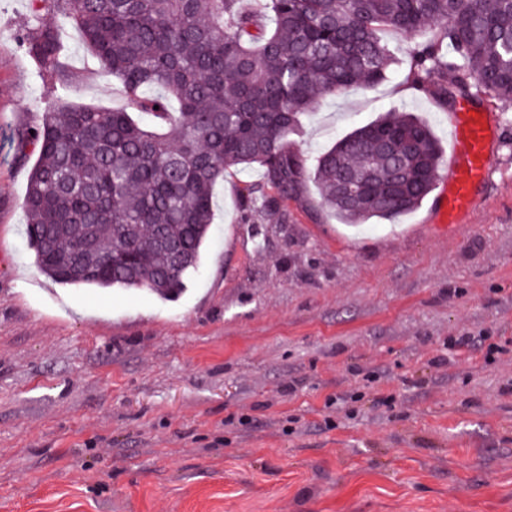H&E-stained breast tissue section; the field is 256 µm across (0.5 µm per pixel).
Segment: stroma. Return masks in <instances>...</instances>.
Listing matches in <instances>:
<instances>
[{
	"label": "stroma",
	"instance_id": "35a3bbf8",
	"mask_svg": "<svg viewBox=\"0 0 512 512\" xmlns=\"http://www.w3.org/2000/svg\"><path fill=\"white\" fill-rule=\"evenodd\" d=\"M59 27L75 101L128 106L48 0H0V512H512V104L491 178L459 224L444 181L395 221L344 224L314 183L277 214L264 173L226 175L177 298L60 285L37 268L23 200L28 132L59 93L21 47ZM396 63L323 97L289 147L306 164L389 111L443 149L451 106ZM471 342L453 347L449 337Z\"/></svg>",
	"mask_w": 512,
	"mask_h": 512
}]
</instances>
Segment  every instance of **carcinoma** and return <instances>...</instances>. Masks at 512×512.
<instances>
[{"label":"carcinoma","mask_w":512,"mask_h":512,"mask_svg":"<svg viewBox=\"0 0 512 512\" xmlns=\"http://www.w3.org/2000/svg\"><path fill=\"white\" fill-rule=\"evenodd\" d=\"M105 77L131 105L103 111L61 101L32 140L25 233L35 263L68 286L180 295L200 264L213 192L236 169H263L272 214L311 178L345 224L394 221L434 189L442 148L407 112L358 127L313 168L288 149L326 95L382 81L394 58L388 27L440 36L413 52L412 82L448 99L447 85L512 103V0H52ZM41 74L67 94L57 28L34 16L22 37ZM178 111H171V102Z\"/></svg>","instance_id":"1"}]
</instances>
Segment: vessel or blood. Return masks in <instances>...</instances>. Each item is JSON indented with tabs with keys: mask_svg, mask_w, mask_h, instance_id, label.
Returning a JSON list of instances; mask_svg holds the SVG:
<instances>
[{
	"mask_svg": "<svg viewBox=\"0 0 512 512\" xmlns=\"http://www.w3.org/2000/svg\"><path fill=\"white\" fill-rule=\"evenodd\" d=\"M451 130V174L443 214L446 222L453 224L469 208L477 190L490 179L495 126L487 113L463 104L457 110Z\"/></svg>",
	"mask_w": 512,
	"mask_h": 512,
	"instance_id": "b4317fda",
	"label": "vessel or blood"
}]
</instances>
